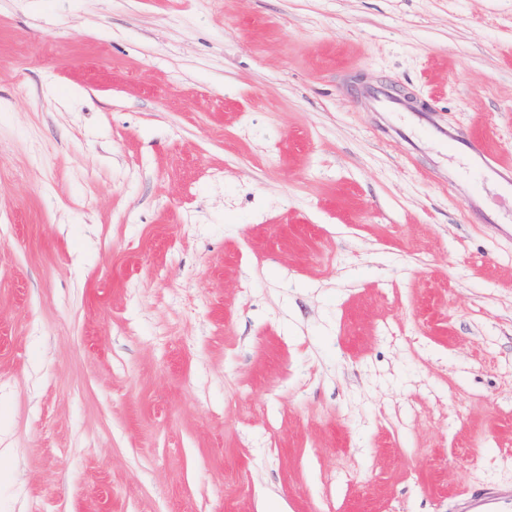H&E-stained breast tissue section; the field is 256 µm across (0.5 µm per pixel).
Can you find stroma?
I'll return each instance as SVG.
<instances>
[{
	"mask_svg": "<svg viewBox=\"0 0 512 512\" xmlns=\"http://www.w3.org/2000/svg\"><path fill=\"white\" fill-rule=\"evenodd\" d=\"M426 121L512 161V0H0V512L512 490V195Z\"/></svg>",
	"mask_w": 512,
	"mask_h": 512,
	"instance_id": "1",
	"label": "stroma"
}]
</instances>
